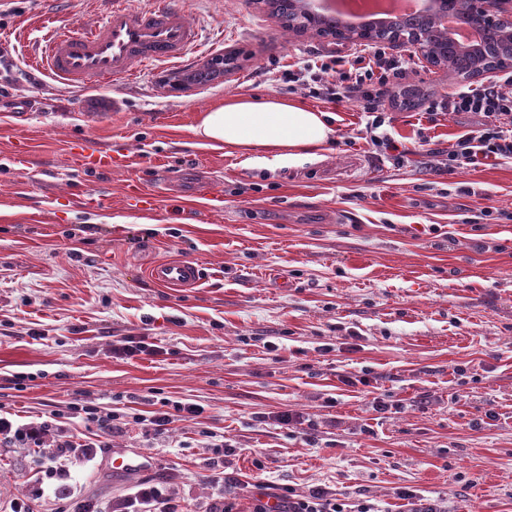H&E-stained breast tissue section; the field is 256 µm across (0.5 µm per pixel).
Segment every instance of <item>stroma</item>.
Masks as SVG:
<instances>
[{
  "label": "stroma",
  "instance_id": "35a3bbf8",
  "mask_svg": "<svg viewBox=\"0 0 512 512\" xmlns=\"http://www.w3.org/2000/svg\"><path fill=\"white\" fill-rule=\"evenodd\" d=\"M175 2L198 29L193 68L232 52L228 78L184 84L160 65L67 86L30 60L50 29L97 22L103 0H0V416L47 423L45 445L79 444L50 466L25 441H0V512H113L147 481L204 512L219 457L252 486L234 492V512L320 485L349 512H408L405 487L438 512H512V160L442 170L479 117L431 121L397 102L383 130L412 153L379 158L357 103L331 108L288 81L354 45L282 37L261 0ZM405 82L437 99L463 85L417 56ZM240 94L328 112L325 158L260 150L246 168L194 145L199 114ZM422 133L434 156L415 154ZM85 137L126 163L74 164L70 144ZM205 179L215 199L201 195ZM132 181L156 195L152 209L130 206ZM488 206L504 217L483 220ZM170 256L201 266L199 287L147 278ZM129 336L145 351L113 358ZM166 401L202 412L103 440L70 409L130 416ZM287 410L303 423L278 426ZM115 453L146 466L113 471Z\"/></svg>",
  "mask_w": 512,
  "mask_h": 512
}]
</instances>
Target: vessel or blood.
Wrapping results in <instances>:
<instances>
[{
	"label": "vessel or blood",
	"mask_w": 512,
	"mask_h": 512,
	"mask_svg": "<svg viewBox=\"0 0 512 512\" xmlns=\"http://www.w3.org/2000/svg\"><path fill=\"white\" fill-rule=\"evenodd\" d=\"M196 46L195 28L171 0H155L151 7H132L129 0H112L96 24L55 29L44 39L35 67L63 84L83 87L132 75L135 66L166 63L181 66ZM74 156L84 166L108 170L119 157L82 143ZM168 288H193L203 278L201 267L184 258L158 262L148 272Z\"/></svg>",
	"instance_id": "vessel-or-blood-1"
}]
</instances>
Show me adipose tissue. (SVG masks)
I'll list each match as a JSON object with an SVG mask.
<instances>
[{
    "mask_svg": "<svg viewBox=\"0 0 512 512\" xmlns=\"http://www.w3.org/2000/svg\"><path fill=\"white\" fill-rule=\"evenodd\" d=\"M193 135L215 148L247 156L263 150L296 161L326 151L333 130L325 113L276 95H236L202 112Z\"/></svg>",
    "mask_w": 512,
    "mask_h": 512,
    "instance_id": "1",
    "label": "adipose tissue"
}]
</instances>
